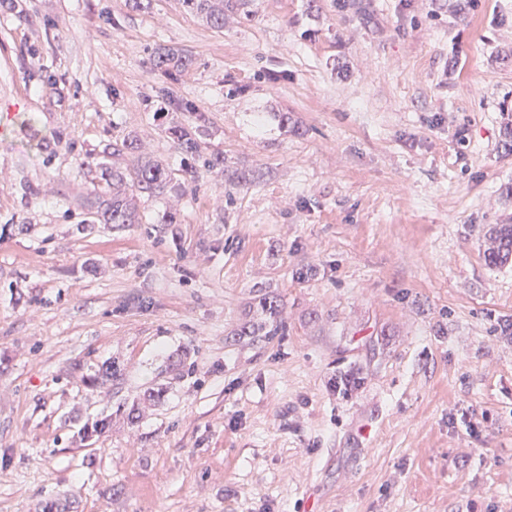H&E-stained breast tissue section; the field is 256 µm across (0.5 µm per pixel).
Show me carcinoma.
Instances as JSON below:
<instances>
[{
  "label": "carcinoma",
  "instance_id": "carcinoma-1",
  "mask_svg": "<svg viewBox=\"0 0 512 512\" xmlns=\"http://www.w3.org/2000/svg\"><path fill=\"white\" fill-rule=\"evenodd\" d=\"M244 0H183L188 10L205 17L214 28H224V17L238 13ZM154 67L169 71H184L191 67L192 57L174 48H160L153 56ZM175 147L183 155L187 167L202 165L209 169L224 167V157L201 159L199 130L182 124L168 128ZM98 184L84 199L87 224H137L139 217L134 197L163 195L181 188L176 174L159 160L139 152L136 140L108 144L101 151V158L94 162ZM488 246L484 251L485 262L491 267L512 263V224H495L488 230ZM259 306L266 316L260 324L244 325L242 336H277L282 327L277 322L279 305L274 298L264 295Z\"/></svg>",
  "mask_w": 512,
  "mask_h": 512
}]
</instances>
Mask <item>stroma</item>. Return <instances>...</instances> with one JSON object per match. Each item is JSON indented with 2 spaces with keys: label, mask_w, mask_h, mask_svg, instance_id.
<instances>
[{
  "label": "stroma",
  "mask_w": 512,
  "mask_h": 512,
  "mask_svg": "<svg viewBox=\"0 0 512 512\" xmlns=\"http://www.w3.org/2000/svg\"><path fill=\"white\" fill-rule=\"evenodd\" d=\"M249 10L0 0V512H512V0ZM200 114L226 172L82 230L105 144L177 171ZM247 0H183L191 12L205 17L214 28H224V17L238 13L239 6ZM192 57L186 52L174 48H159L153 56V65L164 71H184L191 67ZM168 133L175 147L183 155L190 170H196L201 158V145L199 141V130L197 128L177 124L168 128ZM487 232L485 262L495 268L512 263V224H494ZM259 306L266 316V320L260 324L242 326L240 335L243 336H278L282 327L277 322L279 305L274 297L263 295L259 298Z\"/></svg>",
  "instance_id": "stroma-1"
}]
</instances>
